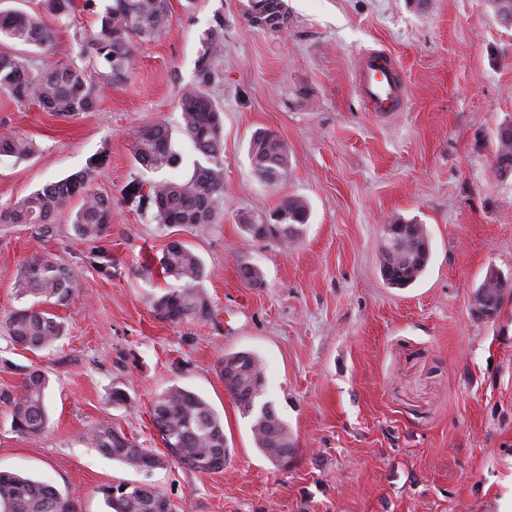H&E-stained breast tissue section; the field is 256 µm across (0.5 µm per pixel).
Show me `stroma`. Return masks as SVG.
Wrapping results in <instances>:
<instances>
[{
  "mask_svg": "<svg viewBox=\"0 0 512 512\" xmlns=\"http://www.w3.org/2000/svg\"><path fill=\"white\" fill-rule=\"evenodd\" d=\"M170 2L166 33L139 48L96 111L64 119L0 94V132L38 147L0 156V205L90 167L114 209L101 244L76 237L67 209L47 231L0 224V390L34 366L49 380L41 435L19 437L0 405V470L75 491L79 512H106L99 489L120 482L154 487L174 512H512V294L494 317L472 309L487 271L512 280V174L494 165L495 133L512 123V27L494 0H285L290 22L277 33L251 25L250 0ZM219 16L223 38L203 44ZM374 51L399 66L400 111H371L357 89ZM205 53L222 74L209 92L223 108L224 202L212 223L159 224L132 191V142L168 122L191 171L177 106ZM259 129L288 149L274 185L251 171ZM291 196L310 206L295 243L245 237L239 215ZM396 218L424 225L431 242L425 273L405 288L380 270L383 226ZM174 240L204 263L210 320L173 323L152 308ZM34 255L79 274L58 311L64 336L35 353L14 348L5 325L15 273ZM245 263L262 284L241 278ZM238 351L263 364L264 398L294 441L288 466L258 450L224 388L220 362ZM173 385L221 418L223 470H136L86 446L83 433L107 419L165 457L149 407ZM116 387L129 406L112 405Z\"/></svg>",
  "mask_w": 512,
  "mask_h": 512,
  "instance_id": "obj_1",
  "label": "stroma"
}]
</instances>
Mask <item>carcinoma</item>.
Segmentation results:
<instances>
[{
	"instance_id": "obj_1",
	"label": "carcinoma",
	"mask_w": 512,
	"mask_h": 512,
	"mask_svg": "<svg viewBox=\"0 0 512 512\" xmlns=\"http://www.w3.org/2000/svg\"><path fill=\"white\" fill-rule=\"evenodd\" d=\"M288 15L285 0H251L249 20L259 29L279 32L281 28L258 22L260 15ZM76 0H38L37 9H0V41L25 47L21 52L0 53V94L17 102L33 100L60 118L76 119L97 110L106 84L125 80L135 64L136 45L160 38L170 23V0H111L99 15L98 28L74 27L80 55L87 66L36 58L56 38L57 24L75 23ZM222 79L207 57L197 65L196 80L179 99L180 129L204 161L196 162L191 174H178L183 156L172 144L171 131L163 122L147 124L138 131L133 155L147 173L167 172L161 179H147L139 187V200L153 211L159 224H209L224 193L222 107L208 92ZM496 168L512 169V125L498 127L495 135ZM36 151L35 144L15 133L0 135V156L25 159ZM248 152L257 178L265 184L279 181L288 168V153L279 137L268 129L255 132ZM93 171H79L47 183L16 201L0 206V224L55 223L56 216L73 198L81 202L71 224L81 239L103 241L112 225V197L92 187ZM307 201L292 196L267 211L253 224L240 218L242 231L255 241L287 246L302 235L309 220ZM160 264L176 285L153 299L154 310L172 322L184 319L206 321L211 308L202 283L207 277L199 256L180 241L170 243ZM391 264L400 275L387 280L403 288L416 281L428 261L420 260L409 245L384 241L381 265ZM78 278L71 265L45 256L27 259L17 270L13 289L17 300L28 297L35 303L11 310L5 323L13 345L32 352L51 348L62 336L63 324L52 312L71 303ZM242 359L230 396L264 391V372L252 352L225 355ZM45 373L32 369L19 389L0 393V403L10 410L14 432L26 438L43 433L48 424ZM253 417L256 447L277 464V452L291 443L288 427L275 417L276 427L266 423L275 412L265 402L260 407L244 406ZM154 426L174 459L197 472L213 470L212 460L224 452V429L213 408L195 392L178 385L167 388L151 406ZM99 454L131 467L146 469L163 464L148 450L138 447L109 420H103L83 437ZM109 512H173L171 501L150 486L128 483L100 488ZM77 496L69 489L12 473L0 472V512H77Z\"/></svg>"
}]
</instances>
